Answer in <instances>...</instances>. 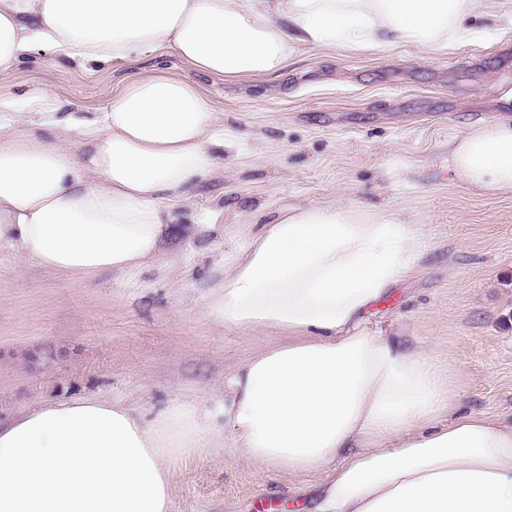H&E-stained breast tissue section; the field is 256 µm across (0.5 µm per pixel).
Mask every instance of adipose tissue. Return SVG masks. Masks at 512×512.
<instances>
[{
	"label": "adipose tissue",
	"instance_id": "obj_1",
	"mask_svg": "<svg viewBox=\"0 0 512 512\" xmlns=\"http://www.w3.org/2000/svg\"><path fill=\"white\" fill-rule=\"evenodd\" d=\"M469 19L512 33V0H0V88L39 48L113 69L167 47L234 79L276 75L301 46L442 52ZM40 126L0 115V243L85 281L156 262L233 144L214 101L162 71L88 115L51 104ZM449 164L468 188L512 192V124L466 127ZM423 250L418 225L358 205L280 211L225 268L211 310L287 341L225 377L218 411L148 419L88 397L0 420V512H169L173 463L226 445L273 471H324L315 512H512V428L459 412L426 350L362 324Z\"/></svg>",
	"mask_w": 512,
	"mask_h": 512
}]
</instances>
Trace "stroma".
Listing matches in <instances>:
<instances>
[{"instance_id":"35a3bbf8","label":"stroma","mask_w":512,"mask_h":512,"mask_svg":"<svg viewBox=\"0 0 512 512\" xmlns=\"http://www.w3.org/2000/svg\"><path fill=\"white\" fill-rule=\"evenodd\" d=\"M166 69L198 84L224 111L239 157L179 211L150 267L80 282L22 263L0 245V418L60 399L100 397L149 413L224 401V377L269 330L216 321L210 291L224 264L279 210L344 200L420 224L421 272L364 313L370 330L425 347L455 376L462 409L512 425V193L467 188L448 147L469 125L512 122V40L474 33L430 56L391 49H304L265 78L219 79L172 49L114 70L84 71L39 52L21 65L0 114L39 97L93 112L126 80ZM223 223L204 231L202 210ZM323 472L247 464L220 448L175 462L171 512H311Z\"/></svg>"}]
</instances>
